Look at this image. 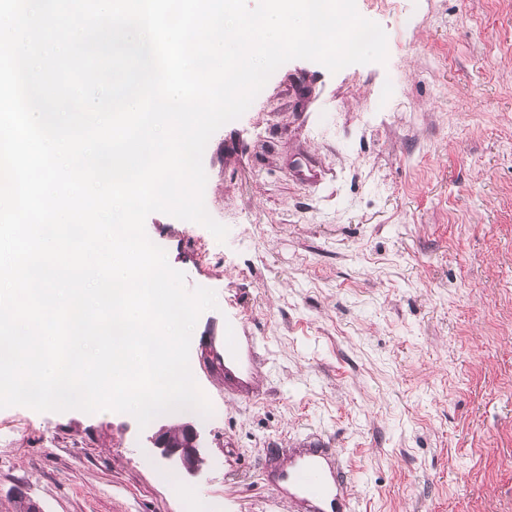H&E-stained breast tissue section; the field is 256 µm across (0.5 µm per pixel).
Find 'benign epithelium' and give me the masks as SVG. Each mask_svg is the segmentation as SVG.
Instances as JSON below:
<instances>
[{
    "mask_svg": "<svg viewBox=\"0 0 512 512\" xmlns=\"http://www.w3.org/2000/svg\"><path fill=\"white\" fill-rule=\"evenodd\" d=\"M148 443L152 456L168 471L196 476L205 464L201 431L192 420L160 426Z\"/></svg>",
    "mask_w": 512,
    "mask_h": 512,
    "instance_id": "benign-epithelium-1",
    "label": "benign epithelium"
}]
</instances>
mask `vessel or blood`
<instances>
[{"instance_id":"obj_1","label":"vessel or blood","mask_w":512,"mask_h":512,"mask_svg":"<svg viewBox=\"0 0 512 512\" xmlns=\"http://www.w3.org/2000/svg\"><path fill=\"white\" fill-rule=\"evenodd\" d=\"M281 482L287 485L289 494L328 504L329 512H351L348 476L342 466L333 464L325 449L310 448L294 457Z\"/></svg>"}]
</instances>
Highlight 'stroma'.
<instances>
[{"label": "stroma", "mask_w": 512, "mask_h": 512, "mask_svg": "<svg viewBox=\"0 0 512 512\" xmlns=\"http://www.w3.org/2000/svg\"><path fill=\"white\" fill-rule=\"evenodd\" d=\"M386 63L295 59L203 155L210 216H148L216 294L189 364L199 475L158 421L0 408V512H298L291 452H337L353 512H512V0H356ZM250 388L224 375V331ZM147 441L150 453L167 471L196 476L205 464L201 431L192 420L161 425Z\"/></svg>", "instance_id": "obj_1"}]
</instances>
